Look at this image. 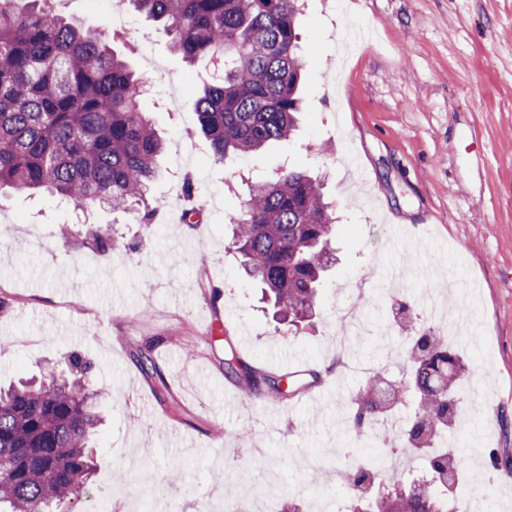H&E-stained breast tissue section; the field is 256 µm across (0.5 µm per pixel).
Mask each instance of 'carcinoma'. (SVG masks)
Returning <instances> with one entry per match:
<instances>
[{
    "instance_id": "obj_1",
    "label": "carcinoma",
    "mask_w": 512,
    "mask_h": 512,
    "mask_svg": "<svg viewBox=\"0 0 512 512\" xmlns=\"http://www.w3.org/2000/svg\"><path fill=\"white\" fill-rule=\"evenodd\" d=\"M0 0V186L43 190L59 201L106 205L136 224H150L146 192L164 143L140 110L149 79L135 75L107 44L110 23L83 29L63 21L49 0L18 11ZM161 20L173 50L187 62L224 65L223 78L195 96L200 130L212 158L224 161L286 140L297 126L302 57L299 0H128ZM335 231L320 177L287 165L255 183L235 221L232 241L246 273L299 326L317 305ZM148 342L135 361L148 378L166 383ZM421 412L404 432L408 444L457 420L449 390L462 376L442 337L422 330L405 351ZM224 371L242 388L282 396L304 388L288 375L262 373L224 341ZM95 363L76 352L47 371L45 381L0 388V512H72L94 472L91 437L98 431ZM378 376L353 395L349 433L358 434L380 408ZM463 469L460 448L428 457V471L448 481V456ZM367 512H457L430 485L404 489L380 483Z\"/></svg>"
}]
</instances>
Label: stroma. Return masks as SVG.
I'll return each mask as SVG.
<instances>
[{
  "label": "stroma",
  "instance_id": "obj_1",
  "mask_svg": "<svg viewBox=\"0 0 512 512\" xmlns=\"http://www.w3.org/2000/svg\"><path fill=\"white\" fill-rule=\"evenodd\" d=\"M300 9L297 131L217 163L190 96L214 81V65L184 62L162 25L116 5L118 54L139 73L151 58L166 66L141 95L166 143L148 194L158 217L133 224L96 204L73 210L45 192L0 188V297L9 302L0 385L40 374L69 350L94 361L107 396L92 486L124 487L144 512H197L222 463L273 467L282 490L273 512H284L289 490L301 507L317 496L347 510L352 486L301 460L348 471L368 459L345 442L359 380L341 373L330 336L337 286L364 281L367 292L351 302L367 327L351 353L383 364L386 385L396 383L399 303L420 316L440 303L465 324L467 340L448 350L468 376L489 373L492 388L488 406H473L449 438L491 471L488 512H512V475L495 464L512 451V0H300ZM286 161L323 178L336 217L314 325L296 333L264 308L228 230L250 185ZM194 207L202 223H183ZM64 221L67 236L57 231ZM98 225L111 227V249L97 248ZM211 317L221 330L208 335ZM157 337L161 396L133 359ZM228 339L252 366L306 379V394L242 395L224 376ZM131 456L148 467L152 491L125 468Z\"/></svg>",
  "mask_w": 512,
  "mask_h": 512
}]
</instances>
